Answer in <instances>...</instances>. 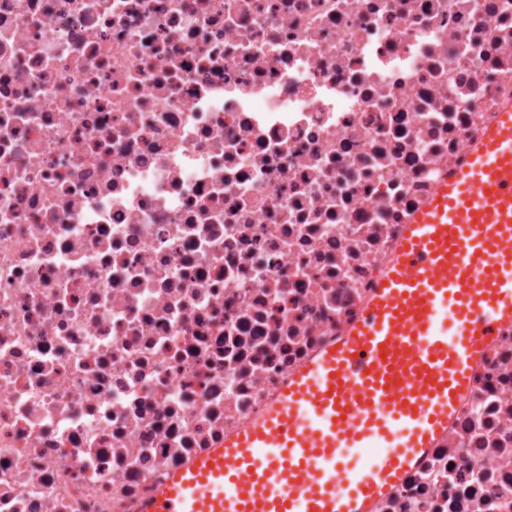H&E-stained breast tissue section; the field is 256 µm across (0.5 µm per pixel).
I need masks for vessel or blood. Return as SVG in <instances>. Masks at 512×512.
Segmentation results:
<instances>
[{
    "label": "vessel or blood",
    "instance_id": "obj_1",
    "mask_svg": "<svg viewBox=\"0 0 512 512\" xmlns=\"http://www.w3.org/2000/svg\"><path fill=\"white\" fill-rule=\"evenodd\" d=\"M512 328V104L407 224L356 320L141 512H372Z\"/></svg>",
    "mask_w": 512,
    "mask_h": 512
}]
</instances>
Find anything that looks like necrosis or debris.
Here are the masks:
<instances>
[{"instance_id": "4bbe7bcc", "label": "necrosis or debris", "mask_w": 512, "mask_h": 512, "mask_svg": "<svg viewBox=\"0 0 512 512\" xmlns=\"http://www.w3.org/2000/svg\"><path fill=\"white\" fill-rule=\"evenodd\" d=\"M508 100L512 0H0V512H138ZM373 512H512V329Z\"/></svg>"}]
</instances>
